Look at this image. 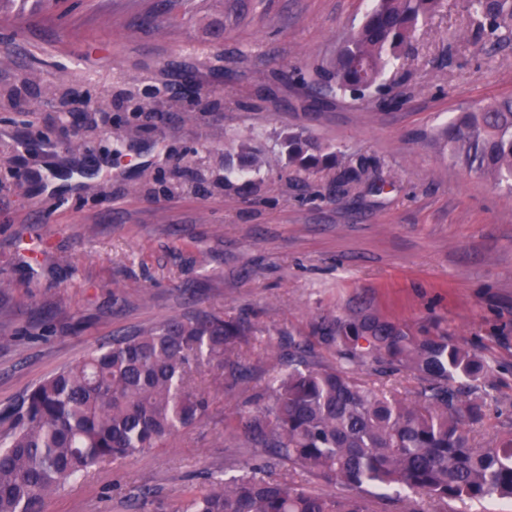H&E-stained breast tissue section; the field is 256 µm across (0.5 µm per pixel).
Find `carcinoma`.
Listing matches in <instances>:
<instances>
[{
  "mask_svg": "<svg viewBox=\"0 0 512 512\" xmlns=\"http://www.w3.org/2000/svg\"><path fill=\"white\" fill-rule=\"evenodd\" d=\"M445 0H373L329 65L312 84L356 100L385 68L408 53L419 24ZM58 0H0L49 11ZM469 24L459 39L493 49L512 35V0H468ZM448 159L512 193V97L456 113L441 132ZM288 166L309 174L340 167L301 132L281 142ZM251 322L202 312L175 314L132 336H114L38 384L0 440V512H41L43 498L92 471L124 461L205 419L209 395L194 377L215 371L214 383L247 381ZM336 349L325 361L315 346ZM275 367L266 388L236 412L240 441L262 449L230 478L186 493L176 512H374L370 490L404 503L512 502V432L485 448L473 427L485 417L476 396L488 367L477 350L446 333L362 310L323 316L311 336L289 338L288 353L267 350ZM405 370L419 387L409 397L388 394L359 377ZM302 471L336 488L316 491L272 468Z\"/></svg>",
  "mask_w": 512,
  "mask_h": 512,
  "instance_id": "carcinoma-1",
  "label": "carcinoma"
}]
</instances>
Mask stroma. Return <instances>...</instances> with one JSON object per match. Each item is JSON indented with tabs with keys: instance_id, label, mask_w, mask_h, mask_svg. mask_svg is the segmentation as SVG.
<instances>
[{
	"instance_id": "obj_1",
	"label": "stroma",
	"mask_w": 512,
	"mask_h": 512,
	"mask_svg": "<svg viewBox=\"0 0 512 512\" xmlns=\"http://www.w3.org/2000/svg\"><path fill=\"white\" fill-rule=\"evenodd\" d=\"M153 0H59L0 17V412L112 337L221 310L258 328L248 381L213 388L208 418L161 447L48 495L42 512L169 508L210 474L259 456L225 418L260 391L267 347L316 318L364 308L481 353L484 446L512 423V196L448 159L453 113L512 97V41L454 39L463 0L423 23L414 50L365 100L306 87L368 0H188L165 34ZM147 111L133 113L134 101ZM94 110H87V103ZM69 119L68 151L57 143ZM344 171L288 166L289 131ZM251 150L274 166L242 172ZM359 172L347 180L346 171ZM95 233H88V226Z\"/></svg>"
}]
</instances>
